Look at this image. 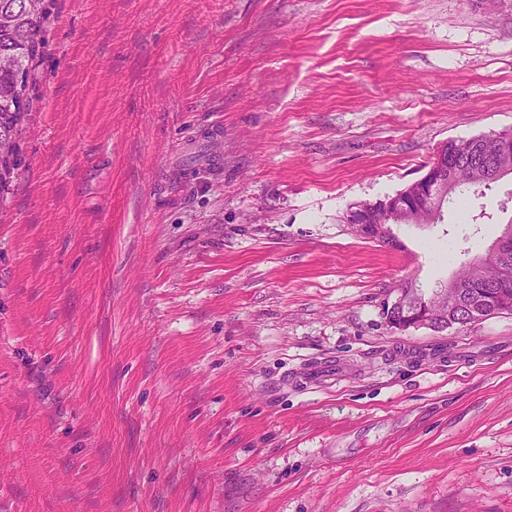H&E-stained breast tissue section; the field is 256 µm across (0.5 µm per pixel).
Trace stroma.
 Returning a JSON list of instances; mask_svg holds the SVG:
<instances>
[{
    "mask_svg": "<svg viewBox=\"0 0 512 512\" xmlns=\"http://www.w3.org/2000/svg\"><path fill=\"white\" fill-rule=\"evenodd\" d=\"M49 4L0 195V512H512V316H382L488 251L512 176L401 251L342 221L512 130V8Z\"/></svg>",
    "mask_w": 512,
    "mask_h": 512,
    "instance_id": "stroma-1",
    "label": "stroma"
}]
</instances>
